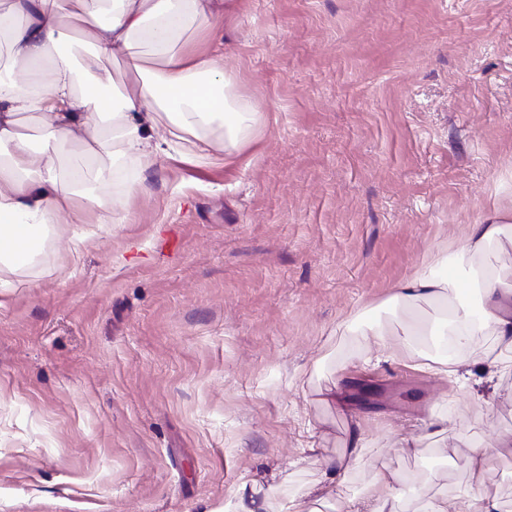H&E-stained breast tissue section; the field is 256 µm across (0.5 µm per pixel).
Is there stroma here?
Masks as SVG:
<instances>
[{
  "label": "stroma",
  "instance_id": "1",
  "mask_svg": "<svg viewBox=\"0 0 512 512\" xmlns=\"http://www.w3.org/2000/svg\"><path fill=\"white\" fill-rule=\"evenodd\" d=\"M184 47L261 110L234 160L153 158L119 222L58 224L0 288V512H264L362 435L340 499L395 471L413 506L512 433V374L369 362L390 296L453 262L512 181V0H234ZM467 424H457L462 412ZM437 441L399 445L430 413Z\"/></svg>",
  "mask_w": 512,
  "mask_h": 512
}]
</instances>
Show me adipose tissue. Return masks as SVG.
I'll use <instances>...</instances> for the list:
<instances>
[{"instance_id": "1", "label": "adipose tissue", "mask_w": 512, "mask_h": 512, "mask_svg": "<svg viewBox=\"0 0 512 512\" xmlns=\"http://www.w3.org/2000/svg\"><path fill=\"white\" fill-rule=\"evenodd\" d=\"M215 19V0H85L79 20L88 49L75 63L57 51L69 24L61 0H10L0 13L13 64L0 77V273L34 267L50 249L52 227L60 219L81 224L93 213L99 223L115 222L118 205L137 191L155 153H170L189 141L193 157H206L216 128L224 132L225 156L251 143L260 110L239 94L223 57L189 56L177 47L187 26L206 29ZM140 44L149 45L153 57L137 53ZM120 55L129 58L132 84L110 98L105 88L112 78L103 62ZM28 116L37 121L34 146L19 132ZM87 128L93 135L84 144V168L64 169V146ZM505 244L512 245V204H497L484 222L470 226L463 248L480 273L482 317L454 304L464 285L438 274L442 254L431 255L398 284L396 304L410 311L436 305L439 336L461 342L451 357L408 351L417 368L444 377L467 374L465 342L474 336L512 347V283L480 271L486 251ZM356 462L353 454L325 460L318 485L294 502L293 512L334 507L336 489ZM399 482L393 471L380 472L362 497L346 500L344 512H405ZM427 512L503 510L498 495L477 484L451 501L431 499Z\"/></svg>"}]
</instances>
